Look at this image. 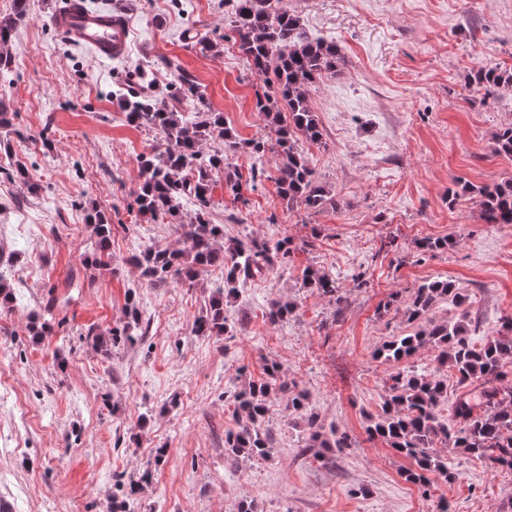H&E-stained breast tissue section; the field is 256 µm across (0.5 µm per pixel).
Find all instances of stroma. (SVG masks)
<instances>
[{
	"label": "stroma",
	"mask_w": 512,
	"mask_h": 512,
	"mask_svg": "<svg viewBox=\"0 0 512 512\" xmlns=\"http://www.w3.org/2000/svg\"><path fill=\"white\" fill-rule=\"evenodd\" d=\"M63 2L28 0L11 62L0 67L10 110L0 157L39 185L33 193L0 173V282L13 292L0 307V388L18 399L0 404V512H101L119 474L142 483L127 512H238L245 498L262 512H438L443 500L450 512H512L511 469L445 447L449 474L431 475L426 496L404 478L412 460L366 432L396 372L437 374L449 397L458 393L432 350L399 362L378 357L414 329L403 311L380 310L389 293L453 280L467 303L439 302L429 317L468 313L478 344L512 318V224L485 223L477 199L460 193L466 182L512 178V159L490 150L492 134L512 123V88L488 96L469 84L478 68H512V0H284L309 37L341 51L336 73L309 90L324 138L300 144L336 204L316 214L287 206L272 162L239 200L216 175L211 221L225 239L286 238L292 247L287 266L239 282L225 308L232 330L221 336L192 330L221 270H201L190 286L157 284L131 262L149 245L180 242L174 225L132 209L138 159L164 145L128 122L112 89L138 66H152L160 87L183 71L238 139L270 138L255 109L262 81L229 37L224 0H95L131 23L128 54L110 62L52 26ZM200 33L224 36L223 52L193 44ZM92 209L112 226L108 270L86 261ZM424 238L449 244L424 255ZM307 267L335 274L344 307L303 287ZM131 292L147 336L103 354L85 335L122 323ZM53 296L54 333L33 340L28 322ZM278 299L296 309L274 324L268 312ZM272 363L285 391L267 405L271 453L225 464L224 434L237 427L233 394ZM294 388L354 447H308L303 416L286 405Z\"/></svg>",
	"instance_id": "1"
}]
</instances>
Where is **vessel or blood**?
Here are the masks:
<instances>
[{"label": "vessel or blood", "mask_w": 512, "mask_h": 512, "mask_svg": "<svg viewBox=\"0 0 512 512\" xmlns=\"http://www.w3.org/2000/svg\"><path fill=\"white\" fill-rule=\"evenodd\" d=\"M52 24L71 43L91 48L97 58L112 61L125 54L128 23L121 12H92L72 4L55 13Z\"/></svg>", "instance_id": "b4317fda"}]
</instances>
